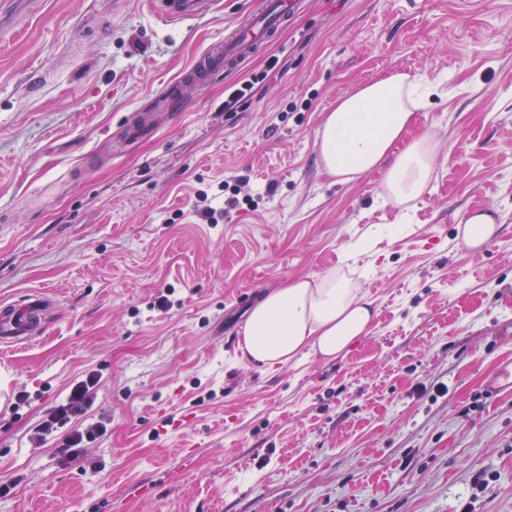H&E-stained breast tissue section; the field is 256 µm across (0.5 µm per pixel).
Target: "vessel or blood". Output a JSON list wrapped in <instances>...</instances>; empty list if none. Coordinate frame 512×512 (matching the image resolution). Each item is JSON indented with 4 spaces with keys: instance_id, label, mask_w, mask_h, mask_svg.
Returning a JSON list of instances; mask_svg holds the SVG:
<instances>
[{
    "instance_id": "obj_1",
    "label": "vessel or blood",
    "mask_w": 512,
    "mask_h": 512,
    "mask_svg": "<svg viewBox=\"0 0 512 512\" xmlns=\"http://www.w3.org/2000/svg\"><path fill=\"white\" fill-rule=\"evenodd\" d=\"M295 0H268L265 9L235 26L222 41L213 44L194 66L167 90L171 102H187L188 88L202 91L221 71L234 68L249 55L259 52L287 22ZM163 15L180 20L205 11L209 0H162ZM53 297L45 292L26 293L0 301V343L13 346L29 343L41 328V320Z\"/></svg>"
}]
</instances>
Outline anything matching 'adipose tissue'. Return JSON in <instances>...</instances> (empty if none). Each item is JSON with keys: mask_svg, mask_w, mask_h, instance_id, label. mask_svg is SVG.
<instances>
[{"mask_svg": "<svg viewBox=\"0 0 512 512\" xmlns=\"http://www.w3.org/2000/svg\"><path fill=\"white\" fill-rule=\"evenodd\" d=\"M417 107L407 75L399 73L339 100L318 131L323 170L351 182L386 160L384 198L404 204L421 197L432 179L436 142L411 136ZM375 316L372 302L336 272L290 280L251 310L240 349L255 365L285 364L301 354L333 360L370 334Z\"/></svg>", "mask_w": 512, "mask_h": 512, "instance_id": "obj_1", "label": "adipose tissue"}]
</instances>
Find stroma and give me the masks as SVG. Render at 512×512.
<instances>
[{
    "instance_id": "1",
    "label": "stroma",
    "mask_w": 512,
    "mask_h": 512,
    "mask_svg": "<svg viewBox=\"0 0 512 512\" xmlns=\"http://www.w3.org/2000/svg\"><path fill=\"white\" fill-rule=\"evenodd\" d=\"M262 2L168 21L156 0H0V299H56L45 335L0 346V512H512V390L487 391L512 364V0H300L168 115L167 86ZM393 73L430 87L415 131L438 143L403 205L317 146ZM478 210L499 231L473 252ZM331 269L373 301L369 336L245 361L257 298ZM90 372L86 414L37 441ZM458 237L464 245L473 251H480L495 237L498 225L488 213H477L470 216L465 224H459ZM106 426L101 422L87 425L84 428L72 430L64 439L58 454L64 460H70L77 457L80 453L79 448H83L85 442H90L106 433Z\"/></svg>"
}]
</instances>
